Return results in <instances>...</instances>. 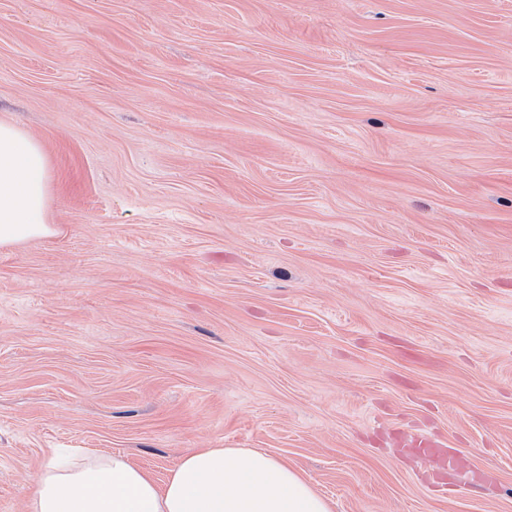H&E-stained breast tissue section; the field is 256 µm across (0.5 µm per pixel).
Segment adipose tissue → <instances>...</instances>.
<instances>
[{
    "instance_id": "ef3b65f1",
    "label": "adipose tissue",
    "mask_w": 512,
    "mask_h": 512,
    "mask_svg": "<svg viewBox=\"0 0 512 512\" xmlns=\"http://www.w3.org/2000/svg\"><path fill=\"white\" fill-rule=\"evenodd\" d=\"M53 164L44 144L0 121V248L55 235L48 200ZM30 512H333L297 470L257 448H196L157 485L119 454L52 451Z\"/></svg>"
}]
</instances>
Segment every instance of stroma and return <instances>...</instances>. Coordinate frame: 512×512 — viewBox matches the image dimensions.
<instances>
[{"label":"stroma","mask_w":512,"mask_h":512,"mask_svg":"<svg viewBox=\"0 0 512 512\" xmlns=\"http://www.w3.org/2000/svg\"><path fill=\"white\" fill-rule=\"evenodd\" d=\"M0 119L59 229L0 249V512L56 448L512 512V0H0Z\"/></svg>","instance_id":"obj_1"}]
</instances>
